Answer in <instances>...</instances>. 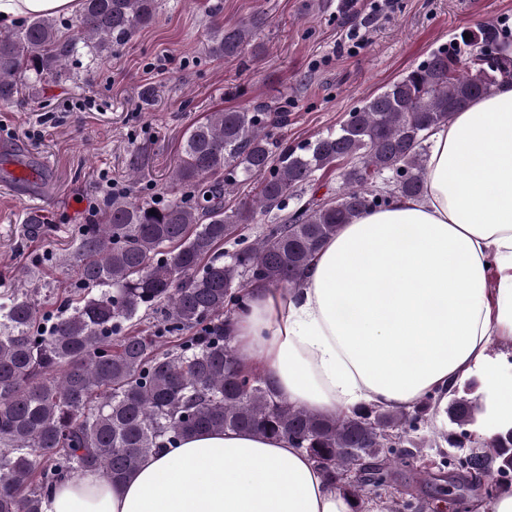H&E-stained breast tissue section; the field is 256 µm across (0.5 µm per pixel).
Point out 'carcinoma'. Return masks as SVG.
Listing matches in <instances>:
<instances>
[{
	"label": "carcinoma",
	"mask_w": 512,
	"mask_h": 512,
	"mask_svg": "<svg viewBox=\"0 0 512 512\" xmlns=\"http://www.w3.org/2000/svg\"><path fill=\"white\" fill-rule=\"evenodd\" d=\"M159 9L160 0H83L74 30L37 16L0 32V104L26 85L36 91L77 78L70 64L81 50L94 65L106 62ZM266 25L263 11L233 26L216 19L208 52L240 57ZM463 45L472 50L462 54ZM483 45L494 47L489 62L477 56ZM510 79L512 43L483 26L363 101L349 127L294 147L280 134L288 113L272 101L212 112L185 133L169 175L172 197H106L102 222L82 225L61 260L74 273L69 297L44 310L24 293H0V512H44L53 487L85 471L120 485L165 444L201 432L284 438L360 501L364 485L387 484L390 467L412 466L413 451L394 450L397 431L423 419L434 396L411 412L295 408L244 366L231 320L252 285L291 287L340 225L420 197L431 133ZM333 170V196L299 205L247 242L258 216L285 210L317 172ZM253 177L257 196L226 207L224 196ZM231 238L238 248L224 260L218 250ZM146 313L156 316L150 336L138 330ZM476 386L472 379L452 394L451 424L474 423ZM480 451L489 468L511 472L512 429ZM366 464L379 465L368 481L347 479Z\"/></svg>",
	"instance_id": "cac0c4a2"
}]
</instances>
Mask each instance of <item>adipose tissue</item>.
Masks as SVG:
<instances>
[{"mask_svg": "<svg viewBox=\"0 0 512 512\" xmlns=\"http://www.w3.org/2000/svg\"><path fill=\"white\" fill-rule=\"evenodd\" d=\"M81 0H0V23L77 13ZM290 405L314 414L408 409L477 377L481 435L512 427V82L432 135L416 200L341 225L298 287L253 288L232 320ZM45 512H353L299 448L247 432L200 433L160 449L115 487L84 472Z\"/></svg>", "mask_w": 512, "mask_h": 512, "instance_id": "adipose-tissue-1", "label": "adipose tissue"}]
</instances>
